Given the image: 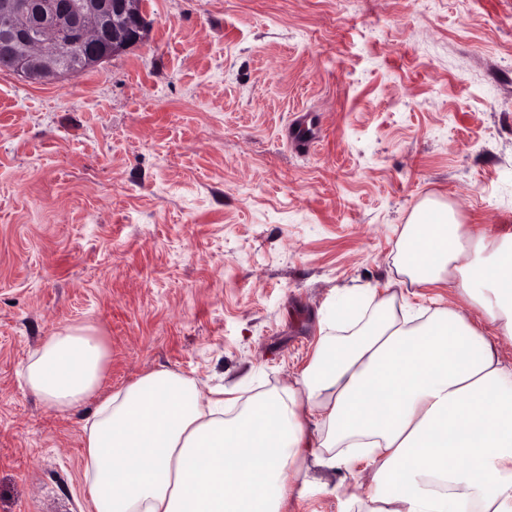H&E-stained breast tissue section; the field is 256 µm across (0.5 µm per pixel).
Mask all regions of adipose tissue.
Wrapping results in <instances>:
<instances>
[{
	"label": "adipose tissue",
	"mask_w": 512,
	"mask_h": 512,
	"mask_svg": "<svg viewBox=\"0 0 512 512\" xmlns=\"http://www.w3.org/2000/svg\"><path fill=\"white\" fill-rule=\"evenodd\" d=\"M391 265L398 283L450 285L459 304L352 287L320 311L300 375L242 404L170 370L98 398L105 345L91 327L57 328L24 378L61 412L96 400L84 427L94 512H282L309 458L370 468L367 488L337 486L342 512H512V235L471 233L427 198Z\"/></svg>",
	"instance_id": "ef3b65f1"
}]
</instances>
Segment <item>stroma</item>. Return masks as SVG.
<instances>
[{
	"label": "stroma",
	"instance_id": "obj_1",
	"mask_svg": "<svg viewBox=\"0 0 512 512\" xmlns=\"http://www.w3.org/2000/svg\"><path fill=\"white\" fill-rule=\"evenodd\" d=\"M147 37L54 81L0 71V512H93L88 408L21 369L66 324L103 392L155 370L260 390L338 289L386 285L425 197L512 232V0H143ZM285 512H340L314 462Z\"/></svg>",
	"mask_w": 512,
	"mask_h": 512
}]
</instances>
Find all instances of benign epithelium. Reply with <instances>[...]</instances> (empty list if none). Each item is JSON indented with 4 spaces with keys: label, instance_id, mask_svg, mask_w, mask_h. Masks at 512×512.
<instances>
[{
    "label": "benign epithelium",
    "instance_id": "1",
    "mask_svg": "<svg viewBox=\"0 0 512 512\" xmlns=\"http://www.w3.org/2000/svg\"><path fill=\"white\" fill-rule=\"evenodd\" d=\"M66 0H7L0 6V53L12 70L31 81L61 80L74 74L68 66L72 42L95 46L97 66L143 41L148 32L138 0H88L75 18Z\"/></svg>",
    "mask_w": 512,
    "mask_h": 512
}]
</instances>
